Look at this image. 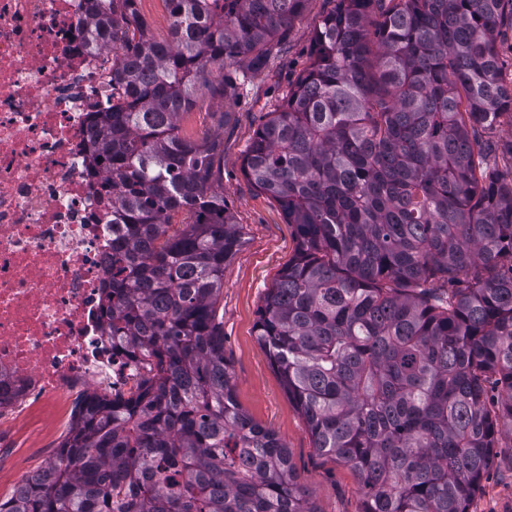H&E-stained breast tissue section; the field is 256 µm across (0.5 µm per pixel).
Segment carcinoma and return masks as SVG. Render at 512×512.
<instances>
[{"instance_id":"carcinoma-1","label":"carcinoma","mask_w":512,"mask_h":512,"mask_svg":"<svg viewBox=\"0 0 512 512\" xmlns=\"http://www.w3.org/2000/svg\"><path fill=\"white\" fill-rule=\"evenodd\" d=\"M95 0L112 107L90 172L112 189V342L151 367L97 398L0 512H318L288 447L237 404L218 303L243 245L214 170L183 137L266 63L307 0ZM512 0H336L306 73L265 113L246 177L295 226L257 340L314 448L357 476L361 512H470L512 448ZM141 15L150 26L153 37L159 41L168 38V13L162 0H143L139 3Z\"/></svg>"}]
</instances>
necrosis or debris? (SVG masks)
<instances>
[{"label":"necrosis or debris","instance_id":"1","mask_svg":"<svg viewBox=\"0 0 512 512\" xmlns=\"http://www.w3.org/2000/svg\"><path fill=\"white\" fill-rule=\"evenodd\" d=\"M89 23L87 0H0V432L77 419L144 371L103 313L118 229L87 149L112 54L79 39Z\"/></svg>","mask_w":512,"mask_h":512}]
</instances>
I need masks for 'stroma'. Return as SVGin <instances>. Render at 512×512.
Segmentation results:
<instances>
[{"instance_id": "stroma-1", "label": "stroma", "mask_w": 512, "mask_h": 512, "mask_svg": "<svg viewBox=\"0 0 512 512\" xmlns=\"http://www.w3.org/2000/svg\"><path fill=\"white\" fill-rule=\"evenodd\" d=\"M330 0H307L280 45L273 47L264 69L249 77L234 104L200 99L180 120L182 134L194 140L224 132L220 159L224 196L245 243L224 269L219 313L224 321V357L235 377L240 407L257 423L274 430L286 444L298 480L319 512H361L362 498L355 473L335 458L316 450L302 416L289 400L279 376L259 345L255 325L265 294L296 249V231L280 205L259 191L243 174L242 163L262 116L309 68L315 32ZM229 118H222V111ZM60 434L38 423L0 436V499L11 495L18 464L40 467L55 454ZM470 512H512V449H499L482 481Z\"/></svg>"}]
</instances>
